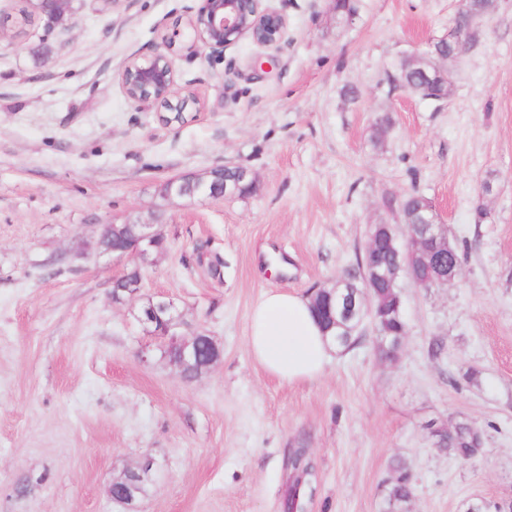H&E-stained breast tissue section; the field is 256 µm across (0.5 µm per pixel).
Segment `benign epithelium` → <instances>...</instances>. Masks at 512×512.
Returning a JSON list of instances; mask_svg holds the SVG:
<instances>
[{
	"instance_id": "benign-epithelium-1",
	"label": "benign epithelium",
	"mask_w": 512,
	"mask_h": 512,
	"mask_svg": "<svg viewBox=\"0 0 512 512\" xmlns=\"http://www.w3.org/2000/svg\"><path fill=\"white\" fill-rule=\"evenodd\" d=\"M268 2L269 0H204L203 5L190 18L189 25L202 47L214 54L224 53L226 48L243 39L262 47L275 46L287 38L288 21L283 14L270 7ZM120 79L127 98L134 103L152 102L161 108L180 107L184 111L195 105L194 100L185 97L178 88L173 61L163 52L155 53L144 62L137 59L128 61L120 73ZM229 168L235 172V177L228 180L217 178L212 168L204 173L188 172L170 179L164 183L165 190L161 197H192L194 193L186 191L190 186L194 189L204 188L202 195L205 197L224 199L238 196L240 183H256V177L249 169L238 165L223 166L225 170ZM136 226L139 246L119 253L117 257L130 254L145 257L153 252L162 253V225L151 218L136 222ZM407 229L404 247L411 250L408 258H413L414 252L418 250L425 251L427 258L424 267L410 270V281L423 289L454 282L459 274V266L452 260H446L449 256L446 225L439 223L438 217L434 215L430 223L424 226L409 224ZM332 292L336 316H347L360 303L364 306L365 316L374 323H379V315L370 307L367 294L347 288V282L342 278L336 280ZM137 320L145 327L157 323L162 325V330L155 332V335L164 340L162 348L179 351L181 362L174 365L177 372H182L183 366L197 360V342L202 333L196 332L187 337L176 334L179 316L176 315L174 303L170 299L163 295L150 299L147 305L140 308ZM151 468L153 460L146 457L137 466L112 480L109 487L112 501L124 506L129 512H134L135 499L131 478L134 474Z\"/></svg>"
}]
</instances>
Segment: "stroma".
Returning <instances> with one entry per match:
<instances>
[{
    "mask_svg": "<svg viewBox=\"0 0 512 512\" xmlns=\"http://www.w3.org/2000/svg\"><path fill=\"white\" fill-rule=\"evenodd\" d=\"M18 2L0 0V512H125L109 486L146 456L139 512H284L295 448L318 471L307 512H381L400 459L411 512L512 503V0H495L479 43L448 61L440 104L387 76L446 36L464 0H354L344 23L331 0H272L287 39L243 40L218 61L188 25L203 0H71L54 33L38 23L22 39ZM159 50L200 101L178 122L119 79ZM224 162L256 174L250 195L160 196ZM412 192L461 263L447 287L401 281L398 358L380 357L368 323L320 378L266 372L247 348L264 293L309 297L356 270L371 225L405 236ZM158 211L166 252L97 256L100 225ZM271 254L287 274H270ZM135 266L142 296L174 302L177 334L217 341L209 371L181 378L138 302H113L114 278ZM462 419L482 431L465 462L431 438Z\"/></svg>",
    "mask_w": 512,
    "mask_h": 512,
    "instance_id": "obj_1",
    "label": "stroma"
}]
</instances>
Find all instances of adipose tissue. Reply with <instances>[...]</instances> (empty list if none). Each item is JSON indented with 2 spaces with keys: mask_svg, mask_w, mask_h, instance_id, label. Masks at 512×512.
I'll return each instance as SVG.
<instances>
[{
  "mask_svg": "<svg viewBox=\"0 0 512 512\" xmlns=\"http://www.w3.org/2000/svg\"><path fill=\"white\" fill-rule=\"evenodd\" d=\"M247 345L269 374L288 384L321 377L336 347L309 299L285 291L267 292L253 309Z\"/></svg>",
  "mask_w": 512,
  "mask_h": 512,
  "instance_id": "ef3b65f1",
  "label": "adipose tissue"
}]
</instances>
